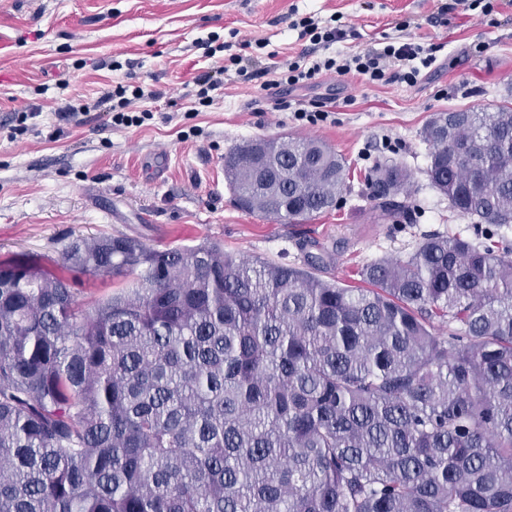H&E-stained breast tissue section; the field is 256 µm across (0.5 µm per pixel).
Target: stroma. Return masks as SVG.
Here are the masks:
<instances>
[{"label": "stroma", "instance_id": "1", "mask_svg": "<svg viewBox=\"0 0 512 512\" xmlns=\"http://www.w3.org/2000/svg\"><path fill=\"white\" fill-rule=\"evenodd\" d=\"M469 2L465 11L455 0H0V265L25 253L52 269L72 241L124 234L160 250L217 242L237 257L301 267L320 256L319 277L354 286L364 264L405 257L428 234L495 241L425 175L421 132L434 115L512 106V0ZM310 16L348 30L334 51L404 29L435 61L413 84L328 74L297 87L290 100L333 106L315 125L279 108L256 79L225 83L211 107L192 111L194 76L227 63L242 41L262 60L325 56L292 27ZM130 79L162 93L142 102L155 114L149 124L117 127L96 111L59 126L60 98L91 102ZM31 105L39 134L11 140L13 112ZM282 136L323 140L348 167L336 208L304 224L238 209L224 178L229 151ZM386 163L413 175L398 221L368 200V174Z\"/></svg>", "mask_w": 512, "mask_h": 512}]
</instances>
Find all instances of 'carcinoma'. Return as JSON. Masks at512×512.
<instances>
[{"instance_id": "carcinoma-1", "label": "carcinoma", "mask_w": 512, "mask_h": 512, "mask_svg": "<svg viewBox=\"0 0 512 512\" xmlns=\"http://www.w3.org/2000/svg\"><path fill=\"white\" fill-rule=\"evenodd\" d=\"M422 139L450 209L512 226V107L441 112ZM224 177L297 223L347 165L284 136ZM411 183L374 166L373 208L405 215ZM77 273L136 278L85 305ZM358 276L125 235L0 266V512H512V247L430 234Z\"/></svg>"}]
</instances>
